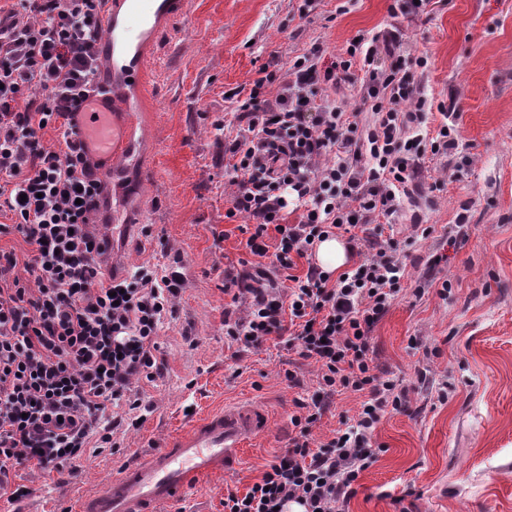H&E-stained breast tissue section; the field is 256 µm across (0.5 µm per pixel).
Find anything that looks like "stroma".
Returning a JSON list of instances; mask_svg holds the SVG:
<instances>
[{"label": "stroma", "instance_id": "1", "mask_svg": "<svg viewBox=\"0 0 512 512\" xmlns=\"http://www.w3.org/2000/svg\"><path fill=\"white\" fill-rule=\"evenodd\" d=\"M187 2L153 51L158 62L137 115L150 131L141 160L112 194L113 214L128 223L116 276L159 265L184 280L159 327V370L136 388L139 426L115 431L113 447L86 449L61 474L11 472L12 483L31 490L24 512H78L81 499L161 447L191 414L255 404L268 416L266 434L244 448L235 470L191 489L178 510L224 512L227 490L245 494L289 448L296 403L317 388L316 366L286 338L247 349L224 334V314L234 309L228 276L247 263H275L271 253L250 255L239 230L245 217L227 215L235 187L224 174V143L238 131L231 94L251 88L260 67L283 74L312 46L343 54L351 39L387 26L391 0H315L306 17L304 0ZM405 30L407 53L428 56L413 70L416 81L432 105L457 115L459 147L425 157L429 176L446 171L449 179L384 228L404 244L407 268L373 331L372 358L401 380L407 407L377 424L380 453L345 512H512V0H429ZM462 212L468 237L455 245ZM415 214L428 237L413 236ZM434 256L441 263L432 272ZM364 399L335 395L311 428L312 445L355 418Z\"/></svg>", "mask_w": 512, "mask_h": 512}]
</instances>
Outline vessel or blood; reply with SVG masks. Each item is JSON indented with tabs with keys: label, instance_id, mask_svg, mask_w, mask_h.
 Segmentation results:
<instances>
[{
	"label": "vessel or blood",
	"instance_id": "vessel-or-blood-1",
	"mask_svg": "<svg viewBox=\"0 0 512 512\" xmlns=\"http://www.w3.org/2000/svg\"><path fill=\"white\" fill-rule=\"evenodd\" d=\"M186 0H156L153 12L140 0H113L98 43L103 68L98 89L77 112L75 125L87 155L98 162L101 179L128 166L136 144L123 124L124 113L144 88L147 44L165 21L184 16ZM262 408L237 405L194 420L187 430L129 463L100 492L84 498L80 512H159L179 500L191 484L235 469L244 445L265 433Z\"/></svg>",
	"mask_w": 512,
	"mask_h": 512
}]
</instances>
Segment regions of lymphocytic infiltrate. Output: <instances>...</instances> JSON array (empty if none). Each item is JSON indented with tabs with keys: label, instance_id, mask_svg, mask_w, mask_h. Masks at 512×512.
I'll list each match as a JSON object with an SVG mask.
<instances>
[{
	"label": "lymphocytic infiltrate",
	"instance_id": "1",
	"mask_svg": "<svg viewBox=\"0 0 512 512\" xmlns=\"http://www.w3.org/2000/svg\"><path fill=\"white\" fill-rule=\"evenodd\" d=\"M109 0H14L0 6V237L21 235L25 257L0 250V497L16 501L27 487L10 472H62L89 445H107L119 421L109 410L130 397L134 381L153 379L157 333L179 296L178 272L143 266L132 278L106 271L98 230L102 180L82 151L72 123L100 73L97 42ZM404 32L392 26L349 42L324 61L314 46L283 75L256 78L236 98L242 137L233 158L232 211L248 216L250 253L274 254L293 271L280 291L264 269L232 277L241 315L224 331L243 347L292 327L299 354L317 366L318 389L289 448L245 493L228 492L224 512H345L360 474L379 454L371 436L386 409L406 406L400 380L372 364V332L400 290L407 256L374 230L403 199L421 193L425 155L458 147L455 124L435 135L412 131L432 108L406 61ZM362 82L361 104L323 100L320 90ZM54 130L58 147L43 135ZM303 212L286 223L287 192ZM279 242L269 248L266 237ZM347 234L354 269L331 278L313 263L323 238ZM307 260L296 274L298 260ZM364 392L355 424L318 448L310 431L329 397Z\"/></svg>",
	"mask_w": 512,
	"mask_h": 512
}]
</instances>
